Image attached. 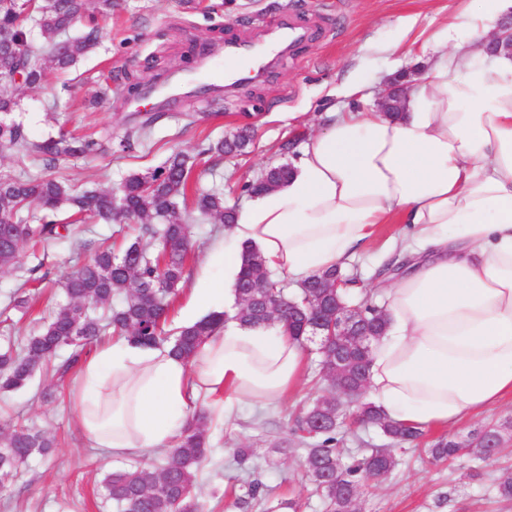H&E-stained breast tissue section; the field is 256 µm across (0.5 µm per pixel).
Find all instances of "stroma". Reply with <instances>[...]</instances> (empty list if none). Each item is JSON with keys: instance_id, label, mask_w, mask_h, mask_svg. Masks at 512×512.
I'll return each mask as SVG.
<instances>
[{"instance_id": "35a3bbf8", "label": "stroma", "mask_w": 512, "mask_h": 512, "mask_svg": "<svg viewBox=\"0 0 512 512\" xmlns=\"http://www.w3.org/2000/svg\"><path fill=\"white\" fill-rule=\"evenodd\" d=\"M211 10L188 7L184 0H118L111 17L98 26L100 45L82 58L67 76L46 69L39 87L19 88L8 119L22 123L32 140L64 133L91 134L100 147L86 158H60L54 170L75 189H110L130 174L161 166L173 151L194 161L195 187L220 192L226 205L241 208L250 196L244 186L272 164L295 162L309 138L323 127L331 111L373 112L396 74L413 79L424 75L423 44L437 26L456 15L461 0H210ZM292 18L305 32L302 41L274 58L253 80L224 90L190 96L153 97L129 101L132 85L170 83L187 74L191 57L210 50L207 62L223 67L222 49L235 41L268 43L278 39L276 23ZM403 38L407 52L401 65L382 53V44ZM358 74L357 95L345 93L351 74ZM112 94L101 97L103 87ZM164 112L150 139L121 150L128 120L135 113ZM204 113L187 126L185 113ZM250 126L254 134L244 153L215 157L206 154L211 141ZM399 230L378 225L372 240L342 267L358 274V290L385 306V281L376 270L382 247ZM224 236L223 224L196 220L190 225L193 259L186 263L184 283L171 307L165 332L181 324L189 301V280L201 258ZM89 251L54 241L38 252L23 251L16 262L0 268V346L21 343L36 332L62 298L64 276L82 265ZM24 288L26 309L9 305L16 288ZM70 381L39 372L24 389L0 393V427L22 417L54 438L53 455L22 467L9 491L0 497V512H111L100 487L102 468L124 467L83 438L70 400ZM319 374L318 357L308 354L297 387L275 403L244 402L227 410L209 407L212 461L196 477L195 494L205 512H237L236 497L247 483L260 479L276 499L300 497L301 512H324L311 492L302 466V452L291 451L292 419L318 397L331 395ZM512 422V397L490 404L451 428H429L422 447L442 437L459 442L489 424ZM250 448L247 470L233 460L236 449ZM512 476V453L486 461L461 459L454 465H421L416 452L399 455L386 478L364 482L360 512H512V501L499 498L498 483Z\"/></svg>"}]
</instances>
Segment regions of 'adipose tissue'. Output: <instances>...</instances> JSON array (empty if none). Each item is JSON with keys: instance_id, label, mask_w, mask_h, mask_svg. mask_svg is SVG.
Masks as SVG:
<instances>
[{"instance_id": "obj_1", "label": "adipose tissue", "mask_w": 512, "mask_h": 512, "mask_svg": "<svg viewBox=\"0 0 512 512\" xmlns=\"http://www.w3.org/2000/svg\"><path fill=\"white\" fill-rule=\"evenodd\" d=\"M512 0H469L424 45L430 65L395 115L331 112L288 179L237 210L195 278L186 325L226 314L193 363L122 338L70 389L88 442L114 457L170 445L199 396L271 402L305 349L233 320L244 247L304 281L341 266L376 225L414 257L392 281L367 392L390 420L448 427L512 396V54L487 47Z\"/></svg>"}]
</instances>
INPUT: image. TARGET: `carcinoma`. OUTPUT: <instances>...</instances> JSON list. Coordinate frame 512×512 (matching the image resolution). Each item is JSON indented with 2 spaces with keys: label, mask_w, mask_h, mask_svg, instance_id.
Returning a JSON list of instances; mask_svg holds the SVG:
<instances>
[{
  "label": "carcinoma",
  "mask_w": 512,
  "mask_h": 512,
  "mask_svg": "<svg viewBox=\"0 0 512 512\" xmlns=\"http://www.w3.org/2000/svg\"><path fill=\"white\" fill-rule=\"evenodd\" d=\"M116 0H0V30L16 38H30L34 22L44 39L45 56L31 54L24 71V86L37 87L44 77L43 61L62 73L70 70L78 59L98 43V30L90 28L83 36L60 40L84 18L108 17ZM18 66L11 43H0V72L8 73ZM160 118L152 114L133 120L120 143L131 146L151 133ZM250 140L247 131H238L208 144L206 153H242ZM98 143L85 138H48L41 143L29 142L24 127L16 122L0 120V151H12L24 157L38 158L47 169L55 167L60 156L87 157L97 151ZM193 168L188 156L173 152L163 165L144 173H134L118 186L117 192L88 189L72 190L67 181L56 176L38 180H20L0 175V266L13 264L22 249L76 235L79 224L112 223L120 220L141 222L140 234L118 255L102 244L93 257L64 277L65 299L57 305L53 316L26 339L20 353L7 348L0 351V390L10 392L28 385L37 370L52 361L57 352L68 348V358L54 365L55 374L64 378L74 371L88 345L104 330L144 345L161 341L164 316L172 305L190 257L189 219L197 214L202 219L232 223L233 212H224V197L218 192L200 193L193 212L180 211L177 199L187 196ZM162 221L156 232L152 221ZM336 270L326 271L305 281V287L290 296L280 281L272 278L262 256L250 249L244 251V264L235 286V319L243 325H267L268 303L283 306L277 323L288 335L304 342L303 331L323 304H335L336 297L319 283ZM361 328L381 334L384 311L369 298L357 302ZM224 324V315H213L191 326L175 329L167 337L178 357L190 360L198 349ZM340 353L341 377L348 385L367 379L370 350L354 347L348 341L336 343ZM321 421L320 432L312 435L308 421ZM359 420L377 427L395 445L412 443L424 437L421 429L408 427L384 417L370 402L363 404ZM342 424L336 421V401L329 397L316 399L294 420L293 433L304 446L306 476L322 498L326 512H350L358 501L363 481L373 475L380 479L394 470L397 459L392 448H370L359 459H343L337 438ZM503 428L486 426L471 434L468 443L441 438L427 449L435 463L455 458L461 452L487 458L494 449L486 443ZM54 441L45 432L24 426L0 430V490L13 483L18 470L34 458L50 454ZM210 427L207 416L196 412L186 422L164 462L148 467L135 461L128 466L103 470V497L112 502L116 512H202L194 493V479L208 460ZM242 512L261 509H285L298 512L299 500L288 499L272 504L270 493L262 485L249 486L246 497L236 499Z\"/></svg>",
  "instance_id": "cac0c4a2"
}]
</instances>
